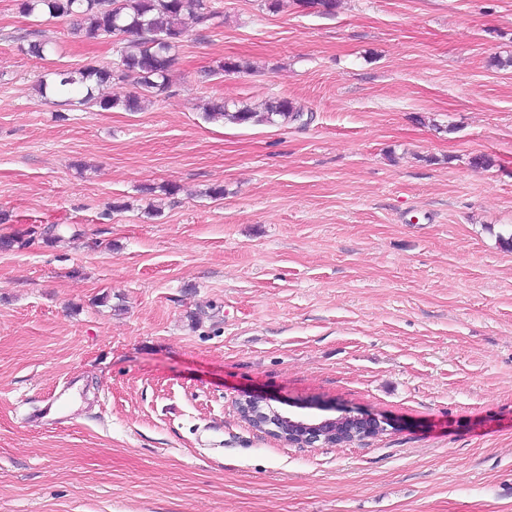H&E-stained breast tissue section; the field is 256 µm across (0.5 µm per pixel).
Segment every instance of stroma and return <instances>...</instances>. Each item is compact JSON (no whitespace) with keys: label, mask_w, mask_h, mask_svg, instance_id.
I'll use <instances>...</instances> for the list:
<instances>
[{"label":"stroma","mask_w":512,"mask_h":512,"mask_svg":"<svg viewBox=\"0 0 512 512\" xmlns=\"http://www.w3.org/2000/svg\"><path fill=\"white\" fill-rule=\"evenodd\" d=\"M214 3L125 112L37 99L114 41L0 0V512H512V0ZM271 97L310 122L203 115ZM240 403L244 407H254L257 410H260V413L267 417L264 425L261 426V429L266 433H278L279 428L288 423L294 425L298 428L300 433L299 438L303 447H313L316 443H320L323 440L322 436L324 432L328 429H333L336 422L335 418L318 420L313 417H297L281 412H275V415L269 417L262 412V410L270 406L267 403L266 398L251 393H244L241 395L237 401V408ZM292 418H295L297 421L292 420Z\"/></svg>","instance_id":"obj_1"}]
</instances>
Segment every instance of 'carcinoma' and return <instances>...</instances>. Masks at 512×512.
I'll list each match as a JSON object with an SVG mask.
<instances>
[{"label":"carcinoma","instance_id":"cac0c4a2","mask_svg":"<svg viewBox=\"0 0 512 512\" xmlns=\"http://www.w3.org/2000/svg\"><path fill=\"white\" fill-rule=\"evenodd\" d=\"M20 8L26 15L69 17L76 23V33L87 40L111 35L120 38L115 65L56 72L51 81L39 82L40 98H63L78 86L84 91L82 102L125 112L142 111L152 98L168 91L176 49L215 14L211 0H21ZM22 40L35 56L52 51L51 43L33 32ZM115 79L130 82L135 91L122 98L103 95V87ZM304 112L305 108L292 100L274 97L259 108L243 104L232 111L228 103L216 102L205 117L235 124L288 125L302 120Z\"/></svg>","mask_w":512,"mask_h":512}]
</instances>
